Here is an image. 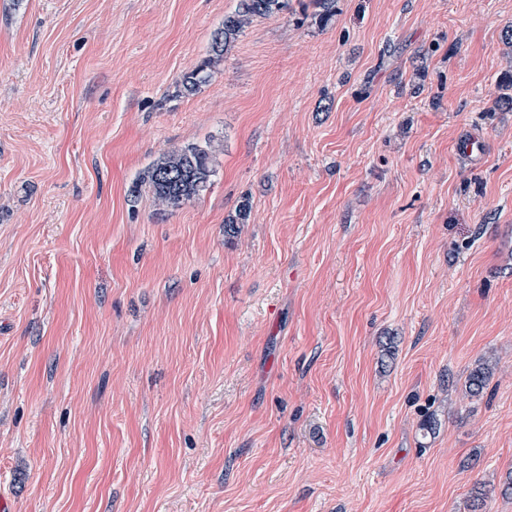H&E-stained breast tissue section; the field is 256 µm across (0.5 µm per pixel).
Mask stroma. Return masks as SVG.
Returning a JSON list of instances; mask_svg holds the SVG:
<instances>
[{
	"instance_id": "obj_1",
	"label": "stroma",
	"mask_w": 512,
	"mask_h": 512,
	"mask_svg": "<svg viewBox=\"0 0 512 512\" xmlns=\"http://www.w3.org/2000/svg\"><path fill=\"white\" fill-rule=\"evenodd\" d=\"M235 6L0 0V495L512 512V0L260 18L178 94ZM216 157L211 143L188 144L164 154L136 182L129 194L139 196L142 183H147L155 199L169 210L182 208L210 185Z\"/></svg>"
}]
</instances>
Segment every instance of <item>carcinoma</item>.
Segmentation results:
<instances>
[{"instance_id":"obj_1","label":"carcinoma","mask_w":512,"mask_h":512,"mask_svg":"<svg viewBox=\"0 0 512 512\" xmlns=\"http://www.w3.org/2000/svg\"><path fill=\"white\" fill-rule=\"evenodd\" d=\"M290 0H237L235 9L224 15V24L218 29L211 42L210 53L195 69L182 79V92L197 91L208 81L211 73L224 62V54L253 20L270 17L288 9ZM216 157L211 143L188 144L164 154L135 183L130 197L137 198L142 184H148L155 199L169 210L182 208L210 185L215 172ZM249 205H239L235 214L225 220L224 233H235L236 225L246 223ZM490 371L480 367L472 371L466 381V390L472 397H479L487 388Z\"/></svg>"}]
</instances>
